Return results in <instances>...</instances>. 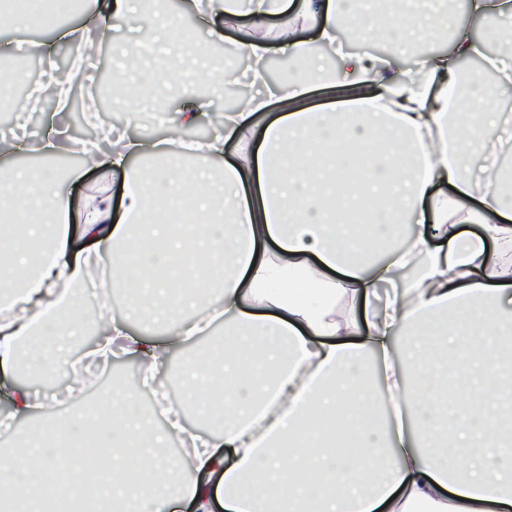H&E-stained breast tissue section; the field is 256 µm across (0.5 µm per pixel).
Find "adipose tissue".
Returning a JSON list of instances; mask_svg holds the SVG:
<instances>
[{
    "mask_svg": "<svg viewBox=\"0 0 512 512\" xmlns=\"http://www.w3.org/2000/svg\"><path fill=\"white\" fill-rule=\"evenodd\" d=\"M415 2L196 0L220 21L214 39L248 18L231 51L252 61L263 89L225 112L203 145L125 136L111 153H94L97 168L144 156L160 163L125 174L120 215L107 197L86 195L85 247L72 245L61 187L81 170L62 180L50 167L0 172V368L73 369L67 341L90 324L92 285L102 300L120 289L130 303L124 320L98 326L88 358L107 362L118 345L146 370L141 393L110 387L98 393L103 412L63 417L52 414L55 396L6 385L25 425L0 448V512H53L64 489L70 512H169L176 503L212 512L217 496L224 512H512L502 406L512 389V167L474 176V141L492 136L498 118L462 108L512 89V52L500 55L491 83L458 68L512 34V0H468L471 23L453 30L451 53L427 56L412 79L359 52L337 51L323 66L302 37L311 30L335 48L349 26L404 46L420 27ZM95 3L83 27L23 45L48 63L57 43L70 46L67 78L47 84L57 112L84 82L85 45L114 31L152 29L151 54L191 77L192 32L156 19L146 0ZM274 48L299 66L270 85L263 63ZM314 88L349 95L341 107L313 109L305 100ZM274 105L280 113L267 118ZM339 141L355 153L336 151ZM197 155L221 162L220 182L185 172L182 160ZM184 204L195 223H149ZM17 224L27 247L12 242ZM462 224L479 235L465 236ZM160 317L169 339L128 329ZM218 318L220 346L181 368L185 401L209 430L191 435L185 459L173 462L139 416L141 395L157 393L155 371L174 342ZM385 394L410 422H377ZM317 416L338 425H313ZM90 431L109 450L91 491L77 464L59 462Z\"/></svg>",
    "mask_w": 512,
    "mask_h": 512,
    "instance_id": "obj_1",
    "label": "adipose tissue"
}]
</instances>
